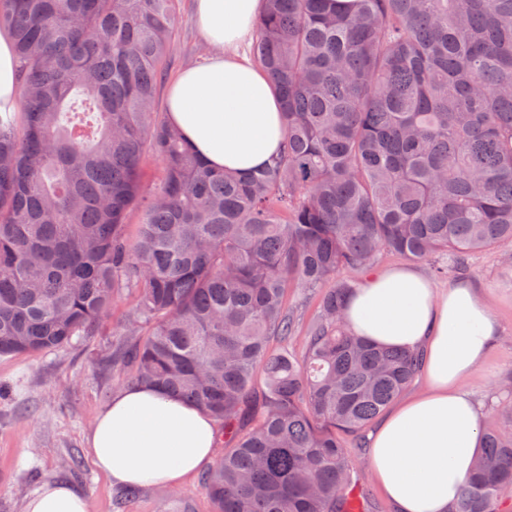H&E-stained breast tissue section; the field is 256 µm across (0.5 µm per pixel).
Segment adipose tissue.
I'll return each instance as SVG.
<instances>
[{
	"label": "adipose tissue",
	"mask_w": 512,
	"mask_h": 512,
	"mask_svg": "<svg viewBox=\"0 0 512 512\" xmlns=\"http://www.w3.org/2000/svg\"><path fill=\"white\" fill-rule=\"evenodd\" d=\"M194 8L211 53L172 78L166 119L210 167L245 175L278 154L285 137L277 92L239 52L264 0H195ZM17 96L12 41L0 34V112L14 111ZM344 318L374 345L422 353L424 390L380 421L368 459L395 512H448L479 451L481 417L467 382L497 333L493 312L470 283L440 290L400 266L367 275ZM87 444L113 485L174 489L212 462L215 423L154 386L132 385L97 415ZM25 512H90V503L80 486L58 482L36 491Z\"/></svg>",
	"instance_id": "1"
}]
</instances>
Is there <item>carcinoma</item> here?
Masks as SVG:
<instances>
[{
    "instance_id": "1",
    "label": "carcinoma",
    "mask_w": 512,
    "mask_h": 512,
    "mask_svg": "<svg viewBox=\"0 0 512 512\" xmlns=\"http://www.w3.org/2000/svg\"><path fill=\"white\" fill-rule=\"evenodd\" d=\"M176 2L0 0L23 94L0 116V359L71 345L129 292L112 366L220 426L212 512H365L346 439L421 358L342 314L387 254L448 277L512 247V0H265L252 58L285 140L247 176L154 112ZM293 288L321 289L299 355ZM504 395L449 512L512 493V378Z\"/></svg>"
}]
</instances>
